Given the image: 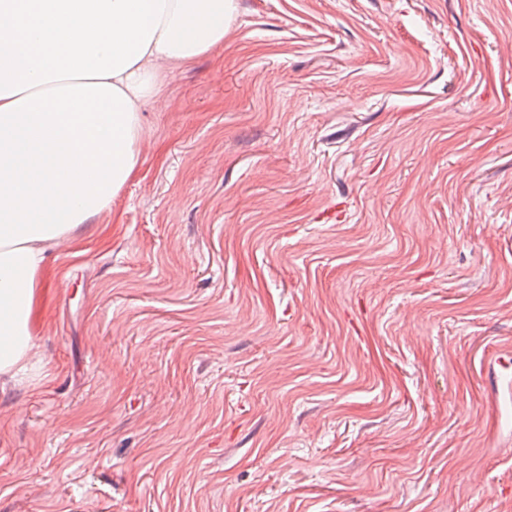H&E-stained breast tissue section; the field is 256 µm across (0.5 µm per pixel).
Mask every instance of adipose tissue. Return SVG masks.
Instances as JSON below:
<instances>
[{"label": "adipose tissue", "mask_w": 512, "mask_h": 512, "mask_svg": "<svg viewBox=\"0 0 512 512\" xmlns=\"http://www.w3.org/2000/svg\"><path fill=\"white\" fill-rule=\"evenodd\" d=\"M235 0H0V375L32 355L76 239L140 166L159 86L222 45Z\"/></svg>", "instance_id": "adipose-tissue-1"}]
</instances>
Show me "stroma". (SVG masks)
<instances>
[{
	"label": "stroma",
	"instance_id": "35a3bbf8",
	"mask_svg": "<svg viewBox=\"0 0 512 512\" xmlns=\"http://www.w3.org/2000/svg\"><path fill=\"white\" fill-rule=\"evenodd\" d=\"M53 249L0 512H512V0H236ZM485 366L488 373L492 375L495 384L499 381L510 385L512 375L510 372L512 361V345H499L490 351L485 357Z\"/></svg>",
	"mask_w": 512,
	"mask_h": 512
}]
</instances>
